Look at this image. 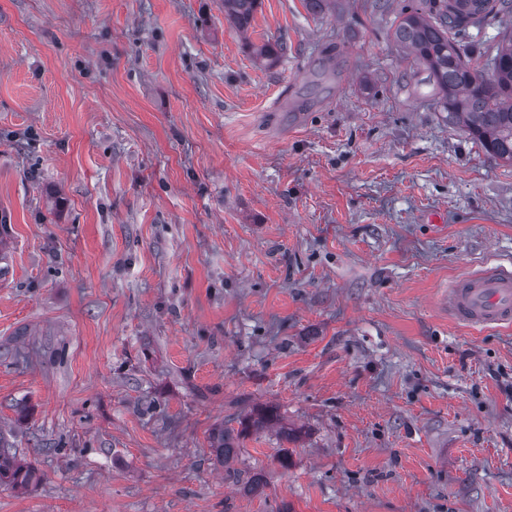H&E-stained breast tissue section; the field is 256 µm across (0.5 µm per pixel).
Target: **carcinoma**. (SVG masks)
<instances>
[{"label":"carcinoma","instance_id":"1","mask_svg":"<svg viewBox=\"0 0 512 512\" xmlns=\"http://www.w3.org/2000/svg\"><path fill=\"white\" fill-rule=\"evenodd\" d=\"M258 4L224 0V17L244 34ZM510 10L508 0H423V6L401 13L392 37L426 68L438 90L436 105L448 121L463 125L489 154L512 163V33L504 34L481 69L457 44L468 29ZM210 439L221 463L238 455L223 428L214 429ZM31 478L29 465L0 448L1 484L24 488Z\"/></svg>","mask_w":512,"mask_h":512}]
</instances>
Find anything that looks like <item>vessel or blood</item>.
I'll return each mask as SVG.
<instances>
[{
    "instance_id": "obj_1",
    "label": "vessel or blood",
    "mask_w": 512,
    "mask_h": 512,
    "mask_svg": "<svg viewBox=\"0 0 512 512\" xmlns=\"http://www.w3.org/2000/svg\"><path fill=\"white\" fill-rule=\"evenodd\" d=\"M453 319L473 328L512 325V268L487 266L448 288Z\"/></svg>"
}]
</instances>
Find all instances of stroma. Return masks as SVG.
Returning a JSON list of instances; mask_svg holds the SVG:
<instances>
[{
  "label": "stroma",
  "instance_id": "1",
  "mask_svg": "<svg viewBox=\"0 0 512 512\" xmlns=\"http://www.w3.org/2000/svg\"><path fill=\"white\" fill-rule=\"evenodd\" d=\"M408 2L0 0V512H512V327L442 306L512 264V164ZM259 0H224V17L242 34L250 26ZM210 439V447L214 449L217 458L223 465L234 459L240 451V448H236L237 446L229 441L228 436L224 432V426L222 428H215L211 433ZM32 478V470L11 453L10 448H0V483L13 488H25Z\"/></svg>",
  "mask_w": 512,
  "mask_h": 512
}]
</instances>
